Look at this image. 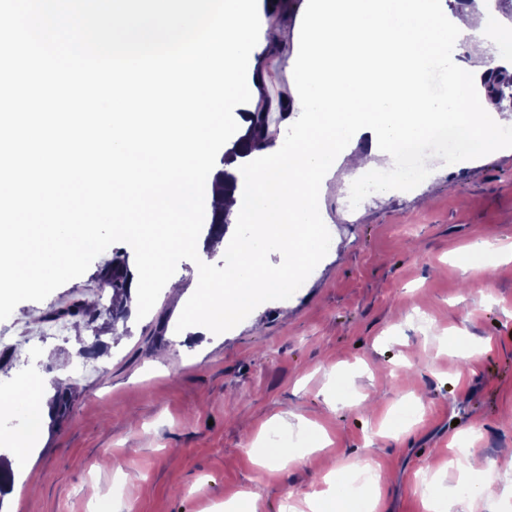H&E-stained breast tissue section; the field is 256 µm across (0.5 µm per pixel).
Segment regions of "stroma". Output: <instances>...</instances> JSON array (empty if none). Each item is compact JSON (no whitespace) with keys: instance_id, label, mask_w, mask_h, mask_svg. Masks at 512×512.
Segmentation results:
<instances>
[{"instance_id":"1","label":"stroma","mask_w":512,"mask_h":512,"mask_svg":"<svg viewBox=\"0 0 512 512\" xmlns=\"http://www.w3.org/2000/svg\"><path fill=\"white\" fill-rule=\"evenodd\" d=\"M307 6L288 0L276 24L261 21L250 66L266 75L250 86L259 99L293 100L300 48L278 32L301 30ZM455 155L433 150L412 184L384 198L358 196L343 171L325 178L318 205L334 240L301 273L303 287L258 296L205 345L171 331L203 303L198 262L173 275L184 301L165 289L145 317L103 315V269L116 254L135 263L122 242L45 300L18 304L0 320L12 339L0 346V377L32 374V392L48 401L85 349L89 368L72 382L68 415H49L39 433L0 411V454L25 487L1 498L0 512H224L245 496L250 512H310L330 464L357 458L390 477L374 490L375 512H427L426 471L440 481V512H512V149L463 165ZM481 241L483 290L457 260ZM90 293L101 312L93 323L47 319ZM312 428L325 447H308ZM257 439L304 454L264 468ZM452 448L464 449L469 472L496 478L494 499L459 490L449 508Z\"/></svg>"}]
</instances>
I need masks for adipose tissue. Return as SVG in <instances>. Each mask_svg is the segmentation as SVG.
Masks as SVG:
<instances>
[{
  "instance_id": "1",
  "label": "adipose tissue",
  "mask_w": 512,
  "mask_h": 512,
  "mask_svg": "<svg viewBox=\"0 0 512 512\" xmlns=\"http://www.w3.org/2000/svg\"><path fill=\"white\" fill-rule=\"evenodd\" d=\"M443 3L310 0L295 94L302 135L275 151L235 157L231 172L255 169L261 178L254 190H237L224 199L232 225L274 224L289 214L287 236L273 242L281 269H266L257 250L239 251L222 239L223 279L201 277L197 288L204 296L223 293L224 303L192 314L185 327L192 340L232 321L254 295L276 292L298 275L315 250V189L341 158L364 171L391 165L393 144L421 136L437 118L454 123L468 153L497 148L512 129V109H495L482 95L485 67L461 69L451 56L455 49L483 56L490 36L511 45L512 27L494 23L482 7L449 17ZM436 65L447 72V88L431 96L420 90L418 78ZM361 139L370 144L367 154L352 155V145Z\"/></svg>"
}]
</instances>
